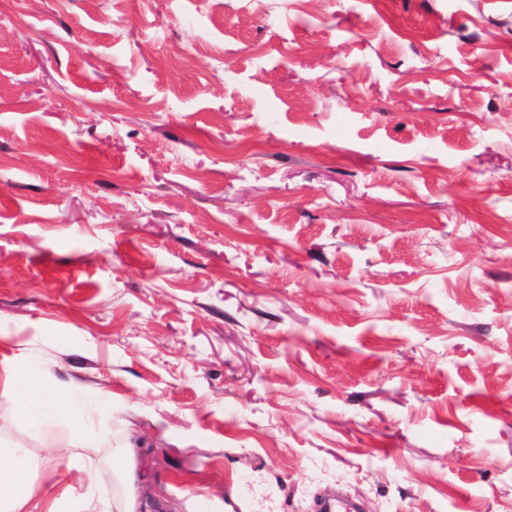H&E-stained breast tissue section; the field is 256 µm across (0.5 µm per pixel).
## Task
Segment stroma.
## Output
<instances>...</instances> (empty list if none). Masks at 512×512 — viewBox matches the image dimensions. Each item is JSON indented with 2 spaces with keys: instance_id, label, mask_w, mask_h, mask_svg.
<instances>
[{
  "instance_id": "obj_1",
  "label": "stroma",
  "mask_w": 512,
  "mask_h": 512,
  "mask_svg": "<svg viewBox=\"0 0 512 512\" xmlns=\"http://www.w3.org/2000/svg\"><path fill=\"white\" fill-rule=\"evenodd\" d=\"M0 336L30 512H512V0H0ZM31 386L28 393L17 397L11 409L32 428L49 432L54 422L64 416L80 417L82 411L74 402H67L46 394L43 387ZM38 387V389H36Z\"/></svg>"
}]
</instances>
